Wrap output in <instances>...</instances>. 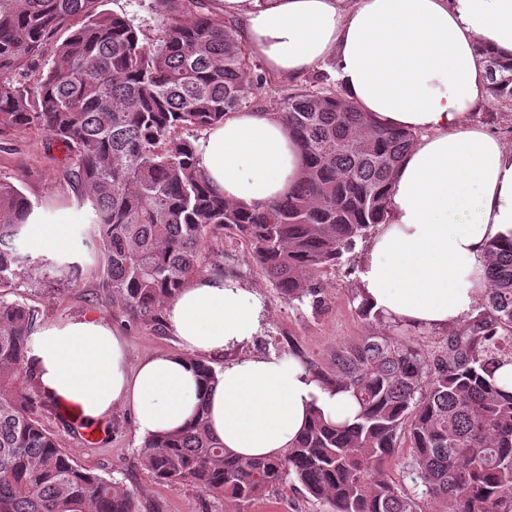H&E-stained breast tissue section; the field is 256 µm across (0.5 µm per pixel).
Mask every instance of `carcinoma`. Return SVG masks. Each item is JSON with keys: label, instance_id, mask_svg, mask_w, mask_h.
I'll return each instance as SVG.
<instances>
[{"label": "carcinoma", "instance_id": "cac0c4a2", "mask_svg": "<svg viewBox=\"0 0 512 512\" xmlns=\"http://www.w3.org/2000/svg\"><path fill=\"white\" fill-rule=\"evenodd\" d=\"M156 2L163 29L148 44L125 16L100 10L102 0H0V127H39L65 148V176L90 211L78 232L102 258L99 288L135 321L161 322L221 232L247 244L288 302L320 307L318 275L384 223L392 175L416 133L371 125L320 74L276 113L303 154L295 187L261 207L224 201L196 145L175 132L223 123L272 79L235 24L198 10L202 0ZM76 16L82 26L38 68L42 45ZM487 63L489 102L512 109V64ZM32 209L0 182V288L22 268L76 277L77 265L35 262L22 249ZM489 254L477 315L441 349L374 333L336 350L323 380L353 393L352 422L317 414L283 456L239 459L210 429L202 401L186 427L143 441L141 466L235 512L289 482L330 512H512V393L496 379L512 365V246L492 244ZM39 321L38 309L0 300V512H142L134 490L80 465L43 427L46 396L27 357ZM403 439L410 456L398 484L385 467Z\"/></svg>", "mask_w": 512, "mask_h": 512}]
</instances>
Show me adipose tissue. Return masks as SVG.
<instances>
[{
    "label": "adipose tissue",
    "instance_id": "adipose-tissue-1",
    "mask_svg": "<svg viewBox=\"0 0 512 512\" xmlns=\"http://www.w3.org/2000/svg\"><path fill=\"white\" fill-rule=\"evenodd\" d=\"M243 21L253 55L293 76L333 63L345 98L374 125L418 133L393 175L387 219L361 266V299L409 326H454L486 288L489 246L512 244V148L473 119L487 102L486 57L512 61V0H219ZM198 157L226 201L263 206L297 181L302 155L270 112H237L210 128ZM78 207L26 220L30 247L63 254ZM181 354L129 369L123 338L96 319L49 323L32 335L29 360L43 394L77 405L89 422L131 408L141 437L173 431L206 401L210 425L240 457H276L312 411L340 424L360 407L302 364L249 352L270 319L263 296L221 274H202L166 305ZM228 354L202 391L198 354Z\"/></svg>",
    "mask_w": 512,
    "mask_h": 512
}]
</instances>
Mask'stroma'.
Segmentation results:
<instances>
[{
	"instance_id": "1",
	"label": "stroma",
	"mask_w": 512,
	"mask_h": 512,
	"mask_svg": "<svg viewBox=\"0 0 512 512\" xmlns=\"http://www.w3.org/2000/svg\"><path fill=\"white\" fill-rule=\"evenodd\" d=\"M102 10L127 17L148 41L161 34V17L155 0H103ZM330 61L317 64L313 72L298 76L275 75L270 86L259 89L253 102L257 111H277L289 92L308 87L314 74L331 73ZM64 151L49 133L38 128L0 130V181L16 185L34 205L50 209L71 206L76 195L64 176ZM70 250L77 256L75 282L61 283L48 272L20 273L8 290L11 300L39 310L42 323L89 317L104 320L118 329L125 341L130 366L148 357L174 353L178 345L166 325L133 323L121 309L113 307L98 287V264L82 246L78 234L70 236ZM200 270L219 272L259 290L266 298L271 318L252 351L273 353L283 359L307 361L316 370H333L336 350L361 342L373 331L396 335L409 333L424 351L443 346L444 329L371 324L360 315L356 275L344 267L325 269L319 276L325 303H288L255 264L246 244L232 236H216L201 250ZM41 421L59 445L79 464L99 475L117 480L140 495L145 512H227L222 501L199 489L171 488L155 483L142 469L138 450L142 439L136 433L130 408L118 407L110 419L97 427V439L85 438L82 414L70 413L61 400L49 402ZM243 512H328L325 504L304 498L293 487L253 501Z\"/></svg>"
}]
</instances>
